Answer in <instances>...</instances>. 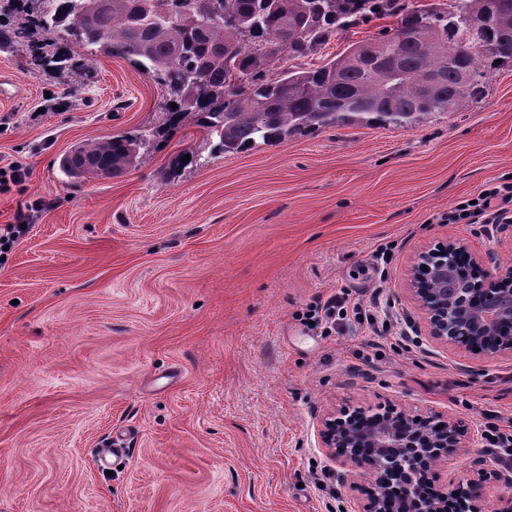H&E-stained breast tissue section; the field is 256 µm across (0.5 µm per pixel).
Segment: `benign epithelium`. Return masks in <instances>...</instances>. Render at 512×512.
I'll list each match as a JSON object with an SVG mask.
<instances>
[{
	"label": "benign epithelium",
	"mask_w": 512,
	"mask_h": 512,
	"mask_svg": "<svg viewBox=\"0 0 512 512\" xmlns=\"http://www.w3.org/2000/svg\"><path fill=\"white\" fill-rule=\"evenodd\" d=\"M476 260L453 242L421 256L413 280L430 336L462 350L512 351V267L474 280ZM464 330L458 338V330ZM321 447L345 465H365L374 491L366 512H448V500L427 493L428 464L460 448H472L475 430L452 419L410 418L401 412L343 410L324 419ZM399 497L389 496V481ZM455 512H482L485 492L472 482L453 490Z\"/></svg>",
	"instance_id": "obj_1"
}]
</instances>
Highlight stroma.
Here are the masks:
<instances>
[{
	"mask_svg": "<svg viewBox=\"0 0 512 512\" xmlns=\"http://www.w3.org/2000/svg\"><path fill=\"white\" fill-rule=\"evenodd\" d=\"M337 33L320 66L395 26ZM127 60L85 69L0 51V227L35 199L0 266V512H364L371 476L339 465L319 426L392 406L477 428V450L435 462L434 491L483 478L485 512L512 497L493 446L512 414V353L436 342L411 286L421 253L454 241L512 266V224H451L460 200L512 181V64L479 102L407 129L344 126L235 155ZM148 132L125 174L72 183L75 144ZM192 151V164L174 160ZM348 294L334 326L312 309ZM128 431L121 462L105 463ZM28 171L20 164L11 163L0 168V193H8L13 187L23 191Z\"/></svg>",
	"mask_w": 512,
	"mask_h": 512,
	"instance_id": "stroma-1",
	"label": "stroma"
}]
</instances>
